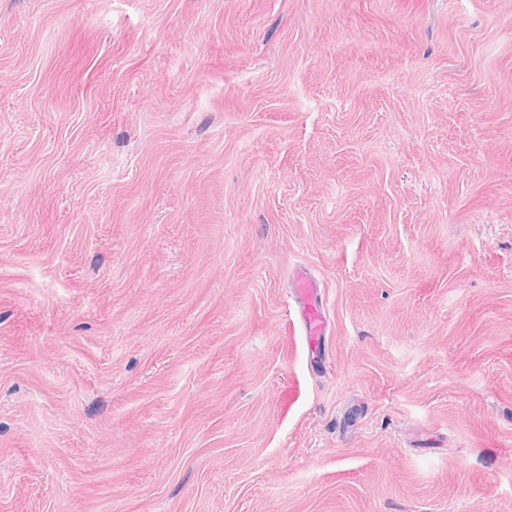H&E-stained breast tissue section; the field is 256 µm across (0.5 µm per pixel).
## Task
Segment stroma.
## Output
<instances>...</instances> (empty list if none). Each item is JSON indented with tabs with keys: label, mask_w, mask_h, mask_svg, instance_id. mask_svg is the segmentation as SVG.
<instances>
[{
	"label": "stroma",
	"mask_w": 512,
	"mask_h": 512,
	"mask_svg": "<svg viewBox=\"0 0 512 512\" xmlns=\"http://www.w3.org/2000/svg\"><path fill=\"white\" fill-rule=\"evenodd\" d=\"M0 512H512V0H0ZM295 303L307 336L315 340L325 329L322 307L318 301V286L304 273H298L294 284Z\"/></svg>",
	"instance_id": "35a3bbf8"
}]
</instances>
